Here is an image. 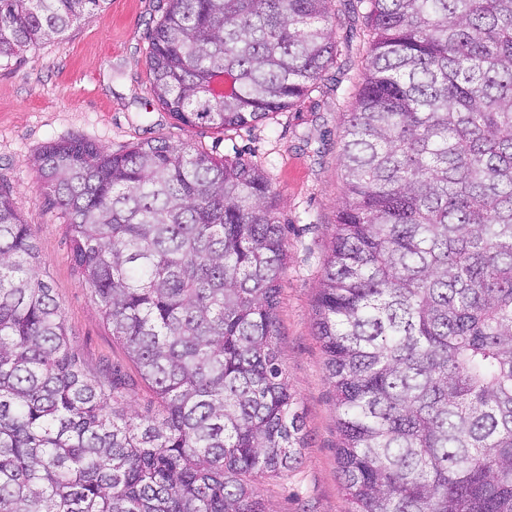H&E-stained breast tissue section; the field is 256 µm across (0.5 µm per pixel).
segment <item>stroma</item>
Instances as JSON below:
<instances>
[{"instance_id":"obj_1","label":"stroma","mask_w":512,"mask_h":512,"mask_svg":"<svg viewBox=\"0 0 512 512\" xmlns=\"http://www.w3.org/2000/svg\"><path fill=\"white\" fill-rule=\"evenodd\" d=\"M166 3L107 0L102 12L75 23L56 41L0 67V183L10 186L17 211L32 229L42 272L87 371L97 377L120 372L128 404L142 414L153 392L101 319L72 260L66 221L49 204L30 159L53 141L83 139L114 152L161 138L262 167L287 226L277 339L283 371L304 417L306 444L288 477L261 479L257 492L270 512H348L336 455L335 393L314 317L323 261L344 198L337 155L365 72L366 5L333 0L341 54L317 91L253 127L217 133L183 126L151 95L148 32Z\"/></svg>"}]
</instances>
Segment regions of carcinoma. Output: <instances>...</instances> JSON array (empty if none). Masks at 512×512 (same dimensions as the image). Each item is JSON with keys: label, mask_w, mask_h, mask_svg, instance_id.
<instances>
[{"label": "carcinoma", "mask_w": 512, "mask_h": 512, "mask_svg": "<svg viewBox=\"0 0 512 512\" xmlns=\"http://www.w3.org/2000/svg\"><path fill=\"white\" fill-rule=\"evenodd\" d=\"M105 2L0 0V65ZM331 3L168 0L153 99L217 132L296 105L337 62ZM367 24L314 319L349 512H512V0H368ZM31 164L157 410L86 372L0 184V512H269L254 483L306 437L266 172L163 139Z\"/></svg>", "instance_id": "cac0c4a2"}]
</instances>
